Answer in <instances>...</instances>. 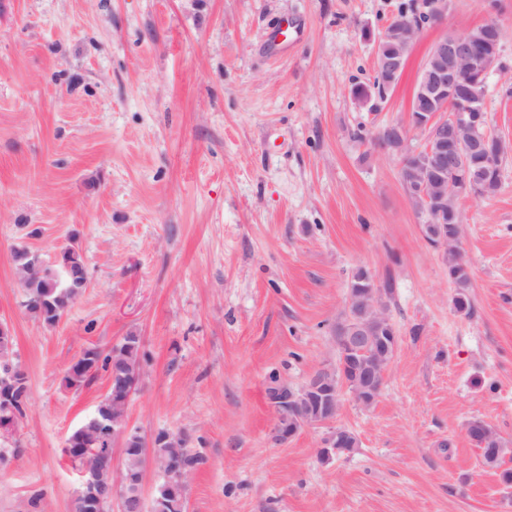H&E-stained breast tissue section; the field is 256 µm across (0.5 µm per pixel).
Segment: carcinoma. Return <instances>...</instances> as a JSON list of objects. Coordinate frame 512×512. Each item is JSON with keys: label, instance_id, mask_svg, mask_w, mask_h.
<instances>
[{"label": "carcinoma", "instance_id": "1", "mask_svg": "<svg viewBox=\"0 0 512 512\" xmlns=\"http://www.w3.org/2000/svg\"><path fill=\"white\" fill-rule=\"evenodd\" d=\"M468 180L478 185L486 197L495 196L501 188V160L495 152L494 145L488 150L471 155L468 168ZM424 235L430 244L437 242L441 234L448 235V243L458 240L459 225L453 219L446 224H423ZM444 259L448 268V280L454 285L453 306L459 313L469 314L472 302L468 292L471 283L470 267L462 265L452 247L444 251ZM26 276L36 283L24 297L23 307L35 319L47 326L55 325L63 316L68 306L84 288L85 263L82 254L74 248L65 249L64 261L56 266L45 263L35 264L26 271ZM368 272L360 268L352 276L348 286L351 299V312L354 318L372 331L380 341L390 346L398 345L397 331L394 325L381 326L382 313L374 310L371 303L375 297L369 293ZM120 348L123 364L126 369H142L140 348L141 338L131 333L123 337L117 344ZM103 370L112 375V351H103L97 346L84 350V355L70 366V371L64 377L68 388H80L86 385L95 374ZM12 394L10 406L0 405V421L20 420L25 415L28 401V381L22 379L14 384L0 383V392ZM112 390L98 402L92 415L87 417L68 436L73 442L72 449H64V453L77 465H82V459L88 458L99 470L101 480L111 478L108 455L101 453L103 448L113 447L116 435L111 433L110 417L112 416ZM466 435L470 442L482 451L483 464L488 467H498L508 452L498 434L481 419H473L466 425ZM170 433L158 432L154 439V457L156 462L163 461L168 456ZM128 451L124 457L125 469L137 475L145 467V458L132 450L134 444L125 443Z\"/></svg>", "mask_w": 512, "mask_h": 512}]
</instances>
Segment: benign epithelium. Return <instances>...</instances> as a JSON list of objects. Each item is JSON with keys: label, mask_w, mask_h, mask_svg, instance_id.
I'll return each mask as SVG.
<instances>
[{"label": "benign epithelium", "mask_w": 512, "mask_h": 512, "mask_svg": "<svg viewBox=\"0 0 512 512\" xmlns=\"http://www.w3.org/2000/svg\"><path fill=\"white\" fill-rule=\"evenodd\" d=\"M412 10L384 27L377 38L374 70L371 83L385 92L395 86L410 58L417 35L426 27L441 24L448 14V0H412ZM503 29L495 20L486 21L462 34L440 35L425 60L417 80L406 122L381 128L376 139L395 152L400 160L419 157L418 164L409 170V182L404 184L413 207L425 213L435 224L446 223L450 213L458 214L457 203L462 197H478L480 192L469 191L448 179L447 172L461 169L470 153L489 142L492 137L488 122L477 116L486 111V83L488 76L501 67L500 48ZM469 133L462 138L460 131ZM422 131L426 142L421 146L411 143V132ZM371 339L365 333L341 337L343 355L368 352ZM386 355L374 350V358L362 363V369L371 383L353 387L351 371L355 367L346 360L324 364L309 377L299 392L288 395L293 386L285 381L277 384L275 395L285 396L287 411L278 420L269 435L275 445H284L298 431L309 425L323 424L336 418L342 392L349 388L358 403L372 406L378 399L383 384V364ZM143 371L125 372L119 388L113 390L112 406L116 415L112 432L126 436L125 410L138 391ZM177 440L171 441L170 457L157 473L164 489L172 495L182 492L188 479L174 462L179 456ZM79 494L87 512H98L105 503L119 496L120 512H143L142 481L132 473L119 468L113 471L110 484L100 482L98 471L85 463L80 473Z\"/></svg>", "instance_id": "benign-epithelium-1"}]
</instances>
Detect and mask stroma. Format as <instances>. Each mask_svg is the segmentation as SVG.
<instances>
[{
  "mask_svg": "<svg viewBox=\"0 0 512 512\" xmlns=\"http://www.w3.org/2000/svg\"><path fill=\"white\" fill-rule=\"evenodd\" d=\"M407 0H0V322L28 377L0 466V512H72L69 433L108 388L63 381L84 348L134 331L143 382L126 427L184 435L201 457L186 512H512L470 420L512 448V154L491 198L458 202L473 311L455 310L443 248L374 136L406 121L441 32L504 30L488 80L492 131L512 141V0H450L376 107L381 30ZM81 251L87 286L35 320L12 251ZM391 282L399 345L368 408L269 441L272 378L336 361L356 269ZM352 453L321 461L332 426Z\"/></svg>",
  "mask_w": 512,
  "mask_h": 512,
  "instance_id": "obj_1",
  "label": "stroma"
}]
</instances>
